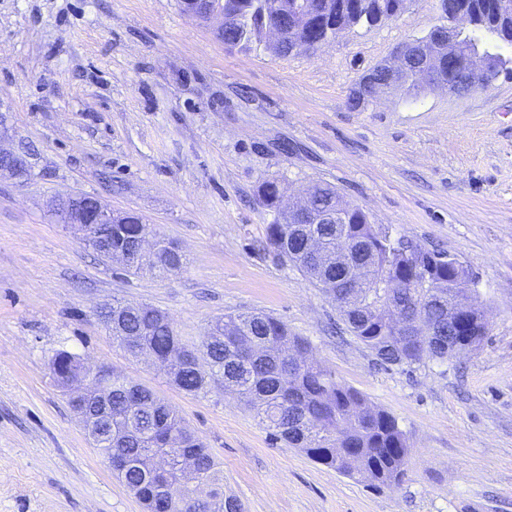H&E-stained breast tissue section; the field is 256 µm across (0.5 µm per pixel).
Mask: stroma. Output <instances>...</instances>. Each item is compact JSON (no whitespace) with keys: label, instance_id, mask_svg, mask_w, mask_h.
Segmentation results:
<instances>
[{"label":"stroma","instance_id":"obj_1","mask_svg":"<svg viewBox=\"0 0 512 512\" xmlns=\"http://www.w3.org/2000/svg\"><path fill=\"white\" fill-rule=\"evenodd\" d=\"M440 0L343 31L313 53L229 48L178 0H0V114L31 155L0 177V512H146L92 447L50 373L66 351L174 406L243 512H512V74L463 95L361 77L437 24ZM335 186L392 236L474 273L488 333L448 363L380 366L336 305L266 244L256 199ZM137 213L184 267L101 261L48 209L59 193ZM157 307L195 342L217 316L265 313L405 433L407 473L376 489L273 440L222 386L190 395L131 355L95 309Z\"/></svg>","mask_w":512,"mask_h":512}]
</instances>
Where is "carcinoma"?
Returning a JSON list of instances; mask_svg holds the SVG:
<instances>
[{
	"label": "carcinoma",
	"instance_id": "cac0c4a2",
	"mask_svg": "<svg viewBox=\"0 0 512 512\" xmlns=\"http://www.w3.org/2000/svg\"><path fill=\"white\" fill-rule=\"evenodd\" d=\"M312 15L300 22L302 36L317 40L325 28H352L394 20L404 0H310ZM469 6L475 15L472 36L497 45L493 72H512V0H441L442 18ZM277 21L272 0H224V42L242 49L266 41V29ZM315 204L325 212L335 207L337 189L316 184ZM261 207L277 212L281 188L264 180L257 187ZM139 224L112 225V249L130 256L129 273L171 274L183 267L181 252L161 240L156 257L141 260ZM267 244L279 260L291 263L336 304L349 331L369 348L380 364L412 366L427 360L447 362L461 351L478 349L487 336L477 290L468 287L466 269L452 263L430 264L437 252L400 242L371 224L357 207L340 224H281L267 227ZM370 268L357 281L349 267L336 266V250ZM393 301L407 307L413 319L432 330L423 354L402 336L394 335L378 304ZM112 336L135 356L164 361L175 347L184 360L168 378L180 390L198 395L214 383L233 392L265 423L270 436L302 450L312 461L337 472L393 486L406 474L409 445L395 419L367 404L363 394L336 378L310 356V345L288 333L279 320L262 313L217 317L197 344L179 336L162 310L146 305L112 304ZM52 378L67 385L85 375L74 355L61 351L51 362ZM112 419H101L90 435L102 457L124 460L114 470L118 479L148 512H182L180 502L191 495L187 484L173 479L161 486L141 461L143 452L165 448L174 456L191 454L196 472L220 502L218 512H241L238 500L224 494L223 470L208 449L185 425L178 411L148 388L121 374H112L108 395Z\"/></svg>",
	"mask_w": 512,
	"mask_h": 512
}]
</instances>
